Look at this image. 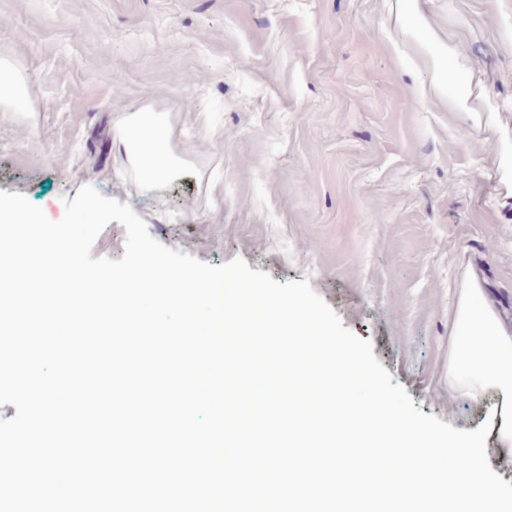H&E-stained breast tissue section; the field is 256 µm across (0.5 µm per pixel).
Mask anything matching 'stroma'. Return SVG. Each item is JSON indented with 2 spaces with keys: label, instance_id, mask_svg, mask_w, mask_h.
Returning a JSON list of instances; mask_svg holds the SVG:
<instances>
[{
  "label": "stroma",
  "instance_id": "1",
  "mask_svg": "<svg viewBox=\"0 0 512 512\" xmlns=\"http://www.w3.org/2000/svg\"><path fill=\"white\" fill-rule=\"evenodd\" d=\"M394 2L0 0L26 98L0 101V191L57 221L89 185L167 247L309 280L417 408L476 430L500 395L449 387V336L470 284L512 331V0H421L481 127L430 93ZM142 110L182 161L149 186L114 144Z\"/></svg>",
  "mask_w": 512,
  "mask_h": 512
}]
</instances>
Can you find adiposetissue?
Instances as JSON below:
<instances>
[{
	"label": "adipose tissue",
	"mask_w": 512,
	"mask_h": 512,
	"mask_svg": "<svg viewBox=\"0 0 512 512\" xmlns=\"http://www.w3.org/2000/svg\"><path fill=\"white\" fill-rule=\"evenodd\" d=\"M397 16L404 34L433 73V92L450 98L452 107L481 122L467 85L448 86V70L458 54L427 22L418 0H397ZM170 130L158 114L140 111L120 126L116 143L134 160L145 182L169 176L177 161L169 150ZM448 361V380L475 397L492 388L501 396L497 435L512 447V333L495 317L480 289H464L455 312Z\"/></svg>",
	"instance_id": "adipose-tissue-1"
}]
</instances>
